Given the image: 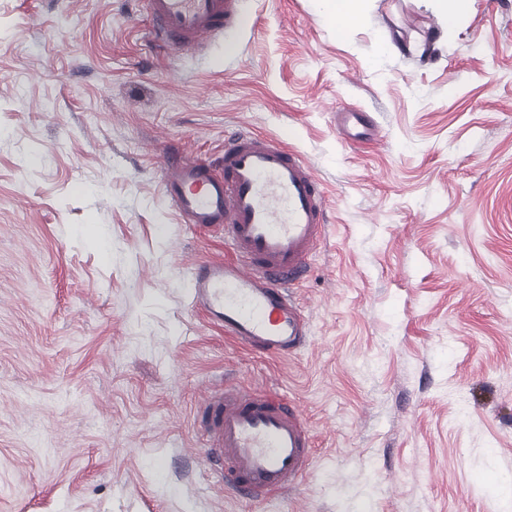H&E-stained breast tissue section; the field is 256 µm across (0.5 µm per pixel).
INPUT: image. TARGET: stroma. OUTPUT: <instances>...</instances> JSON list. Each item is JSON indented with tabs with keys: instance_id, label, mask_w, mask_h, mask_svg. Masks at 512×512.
Listing matches in <instances>:
<instances>
[{
	"instance_id": "stroma-1",
	"label": "stroma",
	"mask_w": 512,
	"mask_h": 512,
	"mask_svg": "<svg viewBox=\"0 0 512 512\" xmlns=\"http://www.w3.org/2000/svg\"><path fill=\"white\" fill-rule=\"evenodd\" d=\"M362 7L340 32L315 0H239L175 53L144 0H0V512H512V0L445 42L436 0ZM233 131L300 151L327 197L285 357L190 304L231 248L185 224L165 160L221 168ZM228 383L317 436L279 497L205 458Z\"/></svg>"
}]
</instances>
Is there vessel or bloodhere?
<instances>
[{
    "instance_id": "obj_1",
    "label": "vessel or blood",
    "mask_w": 512,
    "mask_h": 512,
    "mask_svg": "<svg viewBox=\"0 0 512 512\" xmlns=\"http://www.w3.org/2000/svg\"><path fill=\"white\" fill-rule=\"evenodd\" d=\"M238 6V0H147L154 41L175 52L197 51L223 33ZM165 184L187 223L223 228L235 251L234 258L193 269V307L250 351L280 357L306 346L289 288L324 239L327 202L303 156L273 138L240 132L224 145L223 171L171 159ZM202 418L208 460L242 497L260 501L289 491L308 473L311 430L299 403L286 396L228 384Z\"/></svg>"
}]
</instances>
